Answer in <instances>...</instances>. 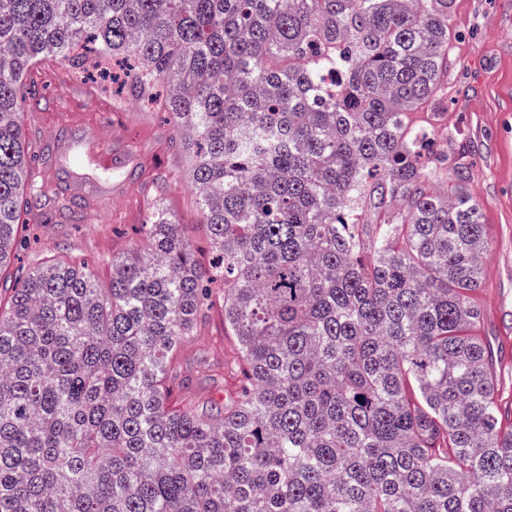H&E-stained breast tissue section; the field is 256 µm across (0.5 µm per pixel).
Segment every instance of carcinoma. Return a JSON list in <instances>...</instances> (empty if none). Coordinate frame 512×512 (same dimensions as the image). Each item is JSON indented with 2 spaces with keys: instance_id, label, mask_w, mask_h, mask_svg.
<instances>
[{
  "instance_id": "cac0c4a2",
  "label": "carcinoma",
  "mask_w": 512,
  "mask_h": 512,
  "mask_svg": "<svg viewBox=\"0 0 512 512\" xmlns=\"http://www.w3.org/2000/svg\"><path fill=\"white\" fill-rule=\"evenodd\" d=\"M452 2L0 0V268L23 209L81 208L29 186L50 57L168 115L216 254L158 208L108 287L46 262L12 289L0 512H512L502 351L471 334L491 244L465 150L406 122ZM218 281L234 386L201 415L169 376Z\"/></svg>"
}]
</instances>
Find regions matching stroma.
Here are the masks:
<instances>
[{
	"label": "stroma",
	"mask_w": 512,
	"mask_h": 512,
	"mask_svg": "<svg viewBox=\"0 0 512 512\" xmlns=\"http://www.w3.org/2000/svg\"><path fill=\"white\" fill-rule=\"evenodd\" d=\"M450 25L455 37L441 104L409 113L407 122L419 128L438 125L449 148H466V189L480 205L491 241L482 285L474 294L483 315L479 333L507 350L501 376L503 398L512 406V0H453ZM31 78L45 98L40 110L23 116L25 135L38 152L32 182L53 187L69 182V157L90 127L102 145L129 157L134 171L106 173L97 153L86 151L84 174L95 188L85 195L82 211L67 222L37 210L23 215L25 243L5 277L26 274L50 256L85 258L100 284H107L113 257L140 244V227L156 207L176 215L199 264L208 265L210 240L165 114L115 105L55 59L44 61ZM234 346L224 329V307L215 304L181 350L175 397L193 400L200 411L222 401L228 387L224 358Z\"/></svg>",
	"instance_id": "1"
}]
</instances>
